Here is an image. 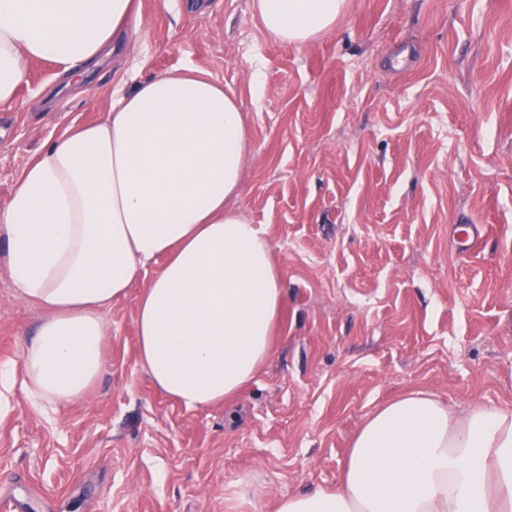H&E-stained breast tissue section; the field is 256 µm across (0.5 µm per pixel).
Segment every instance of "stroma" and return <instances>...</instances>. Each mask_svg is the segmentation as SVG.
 I'll return each mask as SVG.
<instances>
[{
	"label": "stroma",
	"mask_w": 512,
	"mask_h": 512,
	"mask_svg": "<svg viewBox=\"0 0 512 512\" xmlns=\"http://www.w3.org/2000/svg\"><path fill=\"white\" fill-rule=\"evenodd\" d=\"M187 2L140 0L136 48L80 86L29 64L27 108H0V205L47 140L105 116L130 69L208 72L246 115L236 207L280 275L272 354L232 401L172 400L138 360L144 275L104 313L101 375L41 410L21 349L43 313L17 298L0 243V499L14 512H274L336 486L365 417L408 390L512 408V0H349L303 45L268 36L251 0ZM462 224L489 225L477 252Z\"/></svg>",
	"instance_id": "1"
}]
</instances>
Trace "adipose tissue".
Here are the masks:
<instances>
[{
    "label": "adipose tissue",
    "mask_w": 512,
    "mask_h": 512,
    "mask_svg": "<svg viewBox=\"0 0 512 512\" xmlns=\"http://www.w3.org/2000/svg\"><path fill=\"white\" fill-rule=\"evenodd\" d=\"M347 0H252L283 44L328 35ZM137 0H0V107L19 106L33 60L69 86L111 46L135 45ZM247 156L236 94L184 67L117 89L107 115L71 124L0 205L19 299L45 317L24 343L29 389L58 405L103 367L102 312L157 259L138 301L142 366L188 408L237 396L271 354L284 304L264 230L238 199ZM275 512H512V409L458 412L432 392L377 407L350 443L338 487L279 499Z\"/></svg>",
    "instance_id": "ef3b65f1"
}]
</instances>
